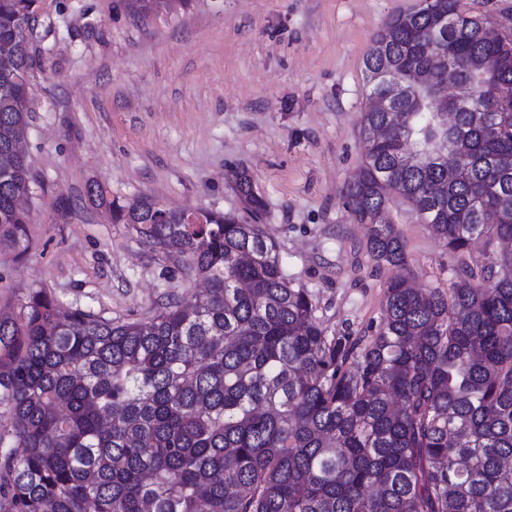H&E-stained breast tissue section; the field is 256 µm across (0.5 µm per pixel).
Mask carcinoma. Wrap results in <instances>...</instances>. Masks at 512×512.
<instances>
[{
  "label": "carcinoma",
  "mask_w": 512,
  "mask_h": 512,
  "mask_svg": "<svg viewBox=\"0 0 512 512\" xmlns=\"http://www.w3.org/2000/svg\"><path fill=\"white\" fill-rule=\"evenodd\" d=\"M37 2L0 0V252L18 255ZM459 2L400 11L374 36L366 81L383 69L401 92L362 113L343 195L379 266L406 265L384 219L406 200L448 249V288L393 280L374 334L330 335L284 274L246 170L244 222L99 188L112 222L207 292L146 323L62 312L44 288L0 315V512H512V252L471 256L478 238L512 241V122L481 115L512 105V52Z\"/></svg>",
  "instance_id": "carcinoma-1"
}]
</instances>
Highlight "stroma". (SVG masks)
I'll use <instances>...</instances> for the list:
<instances>
[{"label": "stroma", "mask_w": 512, "mask_h": 512, "mask_svg": "<svg viewBox=\"0 0 512 512\" xmlns=\"http://www.w3.org/2000/svg\"><path fill=\"white\" fill-rule=\"evenodd\" d=\"M418 0H194L134 16L125 0H39L28 82L36 177L22 258L0 255V311L29 289L120 321L198 291L181 263L113 223L109 198L245 216L233 174L265 203L282 268L330 331L372 335L399 275L447 287L448 251L400 197L386 209L407 264L377 265L366 225L342 205L360 166L363 59L390 15Z\"/></svg>", "instance_id": "stroma-1"}]
</instances>
